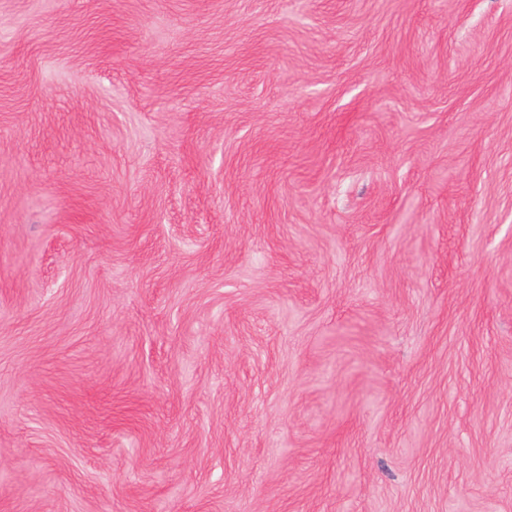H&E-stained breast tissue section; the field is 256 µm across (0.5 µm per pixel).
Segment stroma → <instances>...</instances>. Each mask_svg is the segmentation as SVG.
Instances as JSON below:
<instances>
[{"label":"stroma","instance_id":"stroma-1","mask_svg":"<svg viewBox=\"0 0 512 512\" xmlns=\"http://www.w3.org/2000/svg\"><path fill=\"white\" fill-rule=\"evenodd\" d=\"M0 512H512V0H0Z\"/></svg>","mask_w":512,"mask_h":512}]
</instances>
